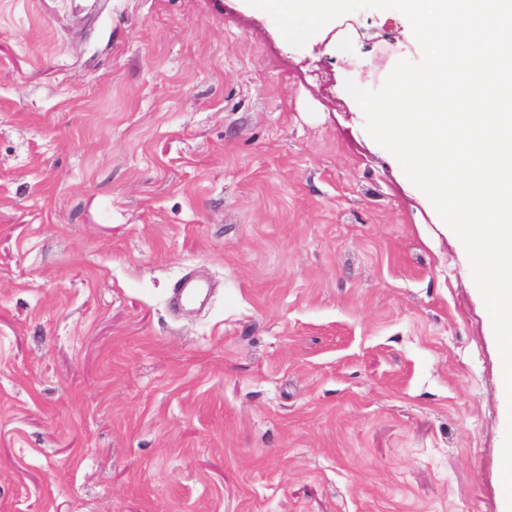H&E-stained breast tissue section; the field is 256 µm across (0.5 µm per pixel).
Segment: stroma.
<instances>
[{
	"label": "stroma",
	"mask_w": 512,
	"mask_h": 512,
	"mask_svg": "<svg viewBox=\"0 0 512 512\" xmlns=\"http://www.w3.org/2000/svg\"><path fill=\"white\" fill-rule=\"evenodd\" d=\"M342 20L0 0V512H505L466 250L345 88L422 50ZM203 288H209L208 284L186 275L175 284L172 293L179 303H192L201 296Z\"/></svg>",
	"instance_id": "35a3bbf8"
}]
</instances>
